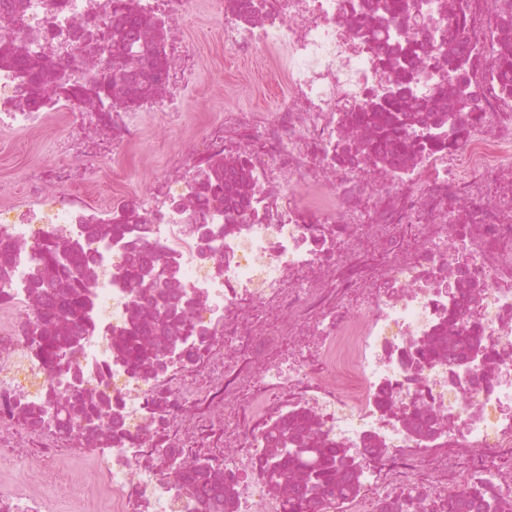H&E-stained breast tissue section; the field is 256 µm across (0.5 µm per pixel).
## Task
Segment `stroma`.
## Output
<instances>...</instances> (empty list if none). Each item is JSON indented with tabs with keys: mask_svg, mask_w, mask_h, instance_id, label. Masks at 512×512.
<instances>
[{
	"mask_svg": "<svg viewBox=\"0 0 512 512\" xmlns=\"http://www.w3.org/2000/svg\"><path fill=\"white\" fill-rule=\"evenodd\" d=\"M183 37L199 56L201 68L184 93L181 111L149 121L136 155L124 164L121 181L113 179L112 159L101 160L81 184L91 201L108 205L113 197L147 185L162 172L171 152L193 149L190 128L223 113L225 107L264 103V96L251 91L243 81L237 61L225 53L222 29L203 2L197 5L196 16L185 26ZM64 133L65 123L58 116L30 131L0 132V203L11 200L18 173L71 165V158L56 149Z\"/></svg>",
	"mask_w": 512,
	"mask_h": 512,
	"instance_id": "35a3bbf8",
	"label": "stroma"
}]
</instances>
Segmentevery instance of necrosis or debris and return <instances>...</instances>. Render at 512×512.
<instances>
[{
  "instance_id": "4bbe7bcc",
  "label": "necrosis or debris",
  "mask_w": 512,
  "mask_h": 512,
  "mask_svg": "<svg viewBox=\"0 0 512 512\" xmlns=\"http://www.w3.org/2000/svg\"><path fill=\"white\" fill-rule=\"evenodd\" d=\"M384 2L213 0L225 51L284 88L193 131L119 217L44 193L77 168L21 178L0 208V512H211L188 478L201 465L224 512H286L306 488L270 477L290 442L333 457L313 512H449L478 483L512 512V78L491 61L512 47V7L405 0L395 25ZM113 3L0 0V130L63 113L64 151L89 164L131 153L157 106L180 108L197 59L154 21L189 17L188 0ZM133 19L135 44L89 36ZM64 65L112 76L109 102L57 91ZM409 70L406 146L369 158L360 106ZM48 243L85 303L79 326L50 328L59 373L31 339ZM368 247L385 265L355 267ZM175 299L134 366L135 326ZM23 448L44 461L36 481Z\"/></svg>"
}]
</instances>
